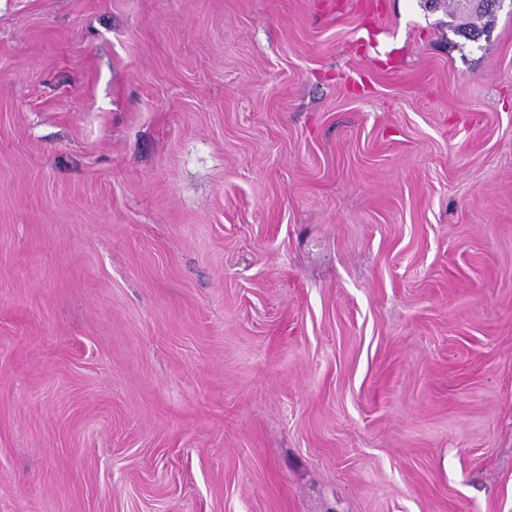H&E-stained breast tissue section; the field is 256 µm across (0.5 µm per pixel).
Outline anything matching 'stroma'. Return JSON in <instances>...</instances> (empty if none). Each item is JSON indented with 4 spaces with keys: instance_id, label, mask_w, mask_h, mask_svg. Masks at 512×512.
<instances>
[{
    "instance_id": "1",
    "label": "stroma",
    "mask_w": 512,
    "mask_h": 512,
    "mask_svg": "<svg viewBox=\"0 0 512 512\" xmlns=\"http://www.w3.org/2000/svg\"><path fill=\"white\" fill-rule=\"evenodd\" d=\"M0 0V512H512V6Z\"/></svg>"
}]
</instances>
